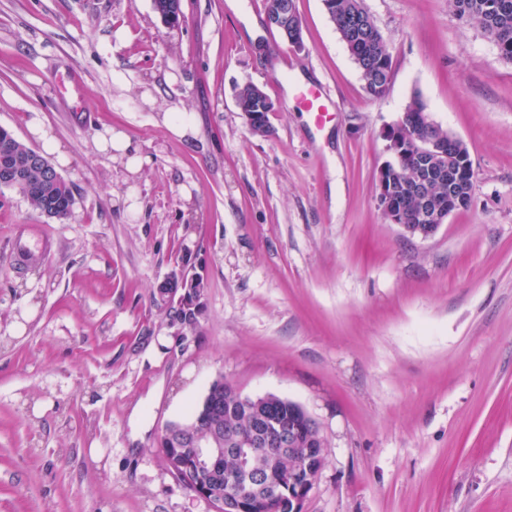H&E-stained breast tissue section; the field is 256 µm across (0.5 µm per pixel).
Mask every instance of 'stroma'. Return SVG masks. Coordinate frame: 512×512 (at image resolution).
Here are the masks:
<instances>
[{"mask_svg": "<svg viewBox=\"0 0 512 512\" xmlns=\"http://www.w3.org/2000/svg\"><path fill=\"white\" fill-rule=\"evenodd\" d=\"M183 5L169 27L152 0H0V127L39 149L40 125L75 196L61 222L0 191V512H215L158 437L219 376L318 423L303 512H512V63L448 0H363L393 61L374 99L323 0H297L281 55L264 0ZM286 56L329 88L328 129L276 79ZM416 96L475 172L425 240L376 199ZM25 225L55 242L28 269ZM185 263L207 282L190 329L159 292ZM254 87L251 84H247L242 87L239 94V105L237 104L240 112H246L248 126L254 133H259L262 129V122L264 120V115L267 113V110L271 109L270 103H262L261 101L256 103V106H253L252 112L251 103L252 96L254 93ZM27 231H28V226L23 228L21 231H19L17 243L13 250L15 260H17V261L24 260L28 254L27 250L37 251L44 256L49 255L50 252L53 251L54 243L47 236L38 237L40 239L39 246L37 248H32L29 245L28 241H24L25 233Z\"/></svg>", "mask_w": 512, "mask_h": 512, "instance_id": "obj_1", "label": "stroma"}]
</instances>
